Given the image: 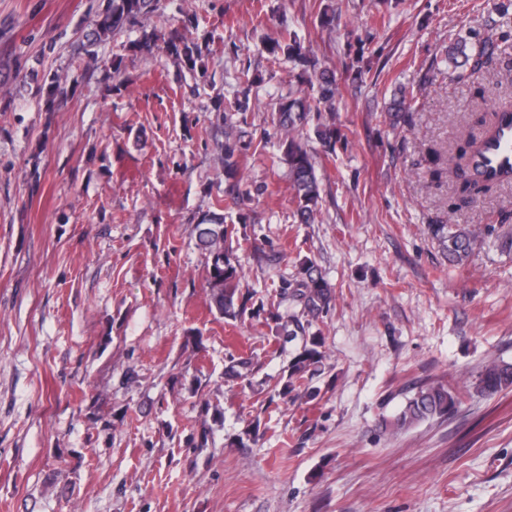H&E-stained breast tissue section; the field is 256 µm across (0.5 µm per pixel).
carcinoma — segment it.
Masks as SVG:
<instances>
[{
    "mask_svg": "<svg viewBox=\"0 0 512 512\" xmlns=\"http://www.w3.org/2000/svg\"><path fill=\"white\" fill-rule=\"evenodd\" d=\"M154 0H102L96 12L93 27L86 34L83 43L84 54L90 60H96L95 47L120 33L135 26L140 18L152 11ZM170 57L178 67L198 76L207 78L204 57L209 45L172 36L164 41ZM265 50L272 56L283 55L306 66H316L307 54L298 35L292 32L281 35L264 43ZM494 45L484 43L478 50L467 53L466 46L457 43L445 53V58L453 61L463 58L461 71L456 79L466 81L472 75L482 71L490 63ZM318 96L307 100L282 97L278 102V127L281 133L280 147L288 164L291 186L297 199V216L299 221L307 224L314 219L320 199V186L316 174V161L313 153L303 142L302 131L308 123L312 110L320 107L332 108L336 98V74L322 71L317 76ZM416 101L414 90L402 88L397 93L396 111L405 114L411 112ZM480 140L472 136L466 138L456 153L448 156V169L459 180V193L469 196L494 185L489 180L480 181L465 177L472 168ZM242 151L241 141L233 131L225 133L224 154L221 163L224 167V181L232 189L238 186L239 162ZM198 246L204 256L205 281L210 289L211 306L216 312L228 319H236L248 310L249 298L240 291L241 266L231 245L228 225L224 224V215L212 212L204 215L196 226ZM429 229L448 254V262L461 264L471 255L480 238L477 230L467 224H450L438 219L429 225ZM283 290L290 291L291 297L298 301L305 311L316 315L330 309L332 294L325 279L314 273L312 267L303 268L302 277L296 283H287ZM324 337L314 333L302 337V350L292 359L288 369L285 392H290L304 379V375L314 370L325 358L322 348ZM253 361L250 358L231 360L228 372L236 378L246 381L251 374ZM512 386V362L494 361L485 365L476 376L475 388L481 393L495 394ZM460 402L459 394L453 388L442 383H429L420 386L416 392L407 397L405 405L394 416L390 426L396 430L409 429L422 421L434 417H446L453 413Z\"/></svg>",
    "mask_w": 512,
    "mask_h": 512,
    "instance_id": "cac0c4a2",
    "label": "carcinoma"
}]
</instances>
